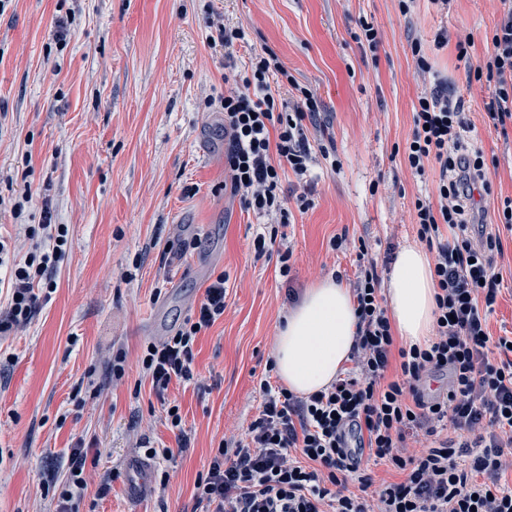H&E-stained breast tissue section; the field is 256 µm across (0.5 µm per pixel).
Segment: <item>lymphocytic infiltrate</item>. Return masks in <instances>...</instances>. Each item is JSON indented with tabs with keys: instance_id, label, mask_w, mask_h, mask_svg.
Listing matches in <instances>:
<instances>
[{
	"instance_id": "lymphocytic-infiltrate-1",
	"label": "lymphocytic infiltrate",
	"mask_w": 512,
	"mask_h": 512,
	"mask_svg": "<svg viewBox=\"0 0 512 512\" xmlns=\"http://www.w3.org/2000/svg\"><path fill=\"white\" fill-rule=\"evenodd\" d=\"M498 2L492 48L472 72L492 85L487 117L503 127L512 122V0ZM215 27L234 72L221 100L230 191L264 220L252 240L255 260H278L286 276L293 251L276 246L291 216L282 178L306 179L321 159L333 169L340 163L334 147L310 142L321 108L314 91L289 77L269 49L251 52L247 69L235 72V47L246 33L220 18ZM279 77L295 99L274 89ZM412 120L404 162L419 180L438 174L435 194L414 203L417 237L434 254L432 335L422 345L396 346L377 264L364 265L349 283L358 319L350 370L306 397L261 380L256 417L222 440L197 476L193 498L203 512H512V486L502 482L512 448V338L489 332L503 281L493 255L502 243L489 235L477 245L469 234L481 198L492 192L488 167L480 151H460L469 120L447 85L424 89ZM25 235L27 252L9 261L0 337L32 320L69 254L67 225L46 219L26 225ZM227 281L218 274L173 334L145 343L141 370L157 398L175 381L199 385L195 342L223 317ZM440 377L445 391L426 397L425 383ZM94 451L71 450L57 512H79ZM372 459L403 472V480L374 485L364 468Z\"/></svg>"
}]
</instances>
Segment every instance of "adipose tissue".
Returning a JSON list of instances; mask_svg holds the SVG:
<instances>
[{
  "label": "adipose tissue",
  "mask_w": 512,
  "mask_h": 512,
  "mask_svg": "<svg viewBox=\"0 0 512 512\" xmlns=\"http://www.w3.org/2000/svg\"><path fill=\"white\" fill-rule=\"evenodd\" d=\"M431 262L415 245L397 255L385 290L390 321L407 344L426 341L434 322ZM357 318L348 288L327 278L307 288L277 336L275 371L288 390L307 396L335 381L350 359Z\"/></svg>",
  "instance_id": "1"
}]
</instances>
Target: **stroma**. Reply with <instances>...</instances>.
Here are the masks:
<instances>
[{
  "label": "stroma",
  "mask_w": 512,
  "mask_h": 512,
  "mask_svg": "<svg viewBox=\"0 0 512 512\" xmlns=\"http://www.w3.org/2000/svg\"><path fill=\"white\" fill-rule=\"evenodd\" d=\"M242 27L249 49L268 48L299 84L321 100L310 135L332 141L339 170L317 167L315 205L294 212L287 235L293 269L257 262V220L224 191V53L212 48V13ZM68 18L67 37H55ZM381 33L377 53L353 39L359 19ZM499 20L493 0H414L401 15L396 0H9L0 12V173L30 187L22 219L0 211V239L25 250L24 227L43 209L69 227L68 258L56 290L30 323L0 338V512H55L68 454L98 438L97 467L85 471L80 512H193L194 483L225 431L245 429L262 403L261 377L273 359L277 329L292 306L289 293L325 278L355 279L367 248L388 275L397 252L417 244L414 201L434 191L417 181L395 146L412 129L421 92L412 40L465 101L472 122L465 143L482 151L492 193L484 226L499 234L503 288L489 320L492 336H512V230L498 222L512 198V127L494 130L485 114L488 86L470 82L458 36H484ZM447 36L439 44L438 36ZM347 233L348 247L328 241ZM198 239L197 247L178 245ZM133 278H124L127 269ZM228 276L223 318L198 336L200 386L171 383L192 446L177 453L176 433L139 356L143 345L174 332L197 306L215 273ZM126 353L125 376L102 368ZM98 368L93 396L81 379ZM174 449L171 460L148 449ZM144 468L146 492L130 497L132 461ZM118 476L106 496L104 472Z\"/></svg>",
  "instance_id": "obj_1"
}]
</instances>
